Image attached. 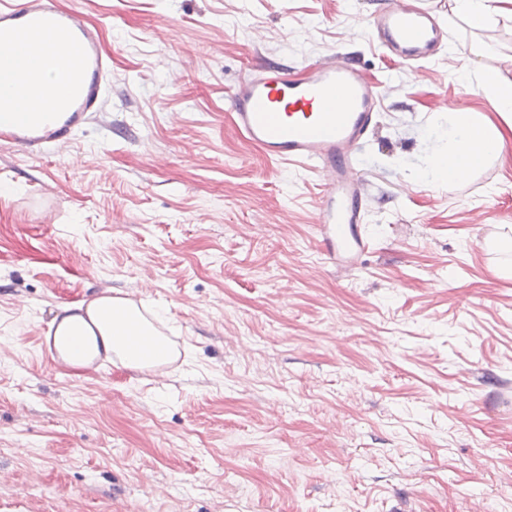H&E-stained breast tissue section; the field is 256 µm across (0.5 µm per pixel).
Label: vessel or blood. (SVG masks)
Wrapping results in <instances>:
<instances>
[{
    "label": "vessel or blood",
    "mask_w": 512,
    "mask_h": 512,
    "mask_svg": "<svg viewBox=\"0 0 512 512\" xmlns=\"http://www.w3.org/2000/svg\"><path fill=\"white\" fill-rule=\"evenodd\" d=\"M371 27L399 59L430 56L444 32L423 0H381ZM65 55L71 86L53 122L28 111L43 93L19 81L24 67L43 52ZM111 58L97 27L60 0H0V79L16 91L0 100V145L33 156L68 143L100 110ZM239 132L260 145L267 158L318 172L323 183L315 228L321 249L338 269L356 270L369 250L362 230L368 186L358 154L376 124L380 97L358 64L343 54L309 65L304 79L281 67L245 75L229 94Z\"/></svg>",
    "instance_id": "vessel-or-blood-1"
}]
</instances>
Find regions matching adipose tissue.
Masks as SVG:
<instances>
[{
  "label": "adipose tissue",
  "mask_w": 512,
  "mask_h": 512,
  "mask_svg": "<svg viewBox=\"0 0 512 512\" xmlns=\"http://www.w3.org/2000/svg\"><path fill=\"white\" fill-rule=\"evenodd\" d=\"M479 90L494 104L502 126L479 122L473 113L448 114V152L430 160L424 176L431 182L456 186L505 149L504 130L512 131V80L493 69L476 72ZM57 326L69 363L81 366L99 355L119 356L126 366L144 369L170 361L173 351L138 306L128 299L103 295L64 307Z\"/></svg>",
  "instance_id": "adipose-tissue-1"
}]
</instances>
